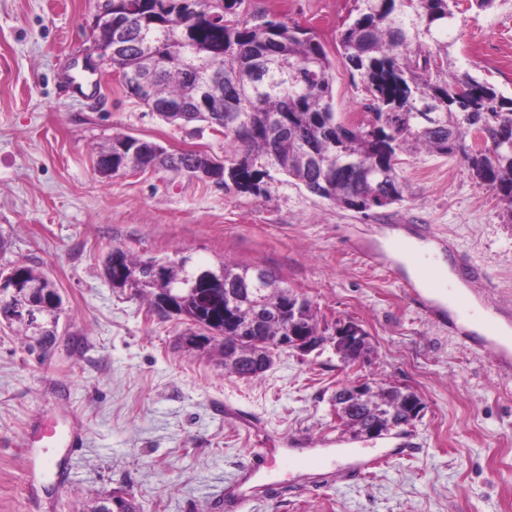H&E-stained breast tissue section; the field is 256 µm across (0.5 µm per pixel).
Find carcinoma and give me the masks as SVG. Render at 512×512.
Listing matches in <instances>:
<instances>
[{
	"mask_svg": "<svg viewBox=\"0 0 512 512\" xmlns=\"http://www.w3.org/2000/svg\"><path fill=\"white\" fill-rule=\"evenodd\" d=\"M244 0H106L113 24L128 33L122 55L108 63L126 76L140 73L145 83L133 91L153 104L186 105V112H160L169 124L201 122L224 135L233 167L227 189L256 192L263 158L311 194L338 206L372 210L402 201L398 154L424 150L461 155L479 184L489 187L512 218V98L493 84L455 68L448 52V31L457 0H355L336 43L347 70L360 77L368 119L345 122L333 108V62L324 46L297 25L261 11L253 19L232 15ZM224 11V24L207 19ZM482 127L480 149L466 134ZM150 141L142 146L129 135H115L100 149L98 172L144 169L155 158ZM195 154L169 153L167 168L199 177ZM202 267L189 259L143 261L121 249L107 258L112 286L134 289L161 309L165 292L181 297L176 314L220 340L224 362L254 351L237 340L239 328L259 323L262 340L275 342L288 326L319 328L309 302L299 314L286 307L297 293L267 270L229 261L211 272L216 285L200 298L193 291ZM9 272L23 278L25 291L15 297L0 291V316L18 322L31 335H53L60 306L42 311V332L16 309L36 304L54 284L40 270L16 263ZM236 307V321L223 319L224 307ZM408 395L389 382H375L344 427L355 435L366 422L409 423Z\"/></svg>",
	"mask_w": 512,
	"mask_h": 512,
	"instance_id": "carcinoma-1",
	"label": "carcinoma"
}]
</instances>
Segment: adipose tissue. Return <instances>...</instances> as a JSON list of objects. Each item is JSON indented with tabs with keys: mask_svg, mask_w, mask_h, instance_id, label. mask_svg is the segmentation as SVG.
<instances>
[{
	"mask_svg": "<svg viewBox=\"0 0 512 512\" xmlns=\"http://www.w3.org/2000/svg\"><path fill=\"white\" fill-rule=\"evenodd\" d=\"M379 240L386 252H393L396 244L409 243V251L396 253L398 261L404 264L408 276L415 282L418 288L426 289L429 298L447 306L449 313L454 317L464 318L468 328H475L479 321L478 315L463 316L461 310L455 303L456 295L466 292L467 287L457 277L449 261H446L444 254L431 244H421L410 241L408 235L402 230H385ZM435 266L446 274L445 287L432 290L427 286L423 277L425 267Z\"/></svg>",
	"mask_w": 512,
	"mask_h": 512,
	"instance_id": "1",
	"label": "adipose tissue"
}]
</instances>
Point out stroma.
<instances>
[{"label": "stroma", "instance_id": "35a3bbf8", "mask_svg": "<svg viewBox=\"0 0 512 512\" xmlns=\"http://www.w3.org/2000/svg\"><path fill=\"white\" fill-rule=\"evenodd\" d=\"M97 0H0V267L23 262L49 275L64 305L44 352L19 325L0 324V512H90L97 498L133 497L141 512H225L224 489L247 461L246 420L275 442L345 436L332 398L357 378L414 391L419 419L353 452L381 455L412 436L417 450L364 478L321 482L291 469L280 480L306 493L254 492L242 512H512V370L495 350L448 331L410 301L404 270L369 265L378 231L433 225L450 258L484 268L479 294L512 314V221L458 156L399 154L403 201L357 212L293 184L266 161L258 193L183 173L127 170L105 178L96 155L116 134L169 152L224 157L222 134L160 120L101 65L92 97L65 96L62 71L88 79ZM310 29L333 58L341 119L365 110L359 80L336 38L354 0H246ZM459 67L512 96V0L481 11L461 0L450 34ZM137 258L217 268L229 259L271 271L307 299L320 326L359 324L367 361L341 363L331 345L284 351L263 375L224 371L211 345L194 346L183 317L152 310L113 287L103 261ZM77 419V455L46 471L38 495L26 477L28 431L39 417ZM346 437V436H345Z\"/></svg>", "mask_w": 512, "mask_h": 512}]
</instances>
